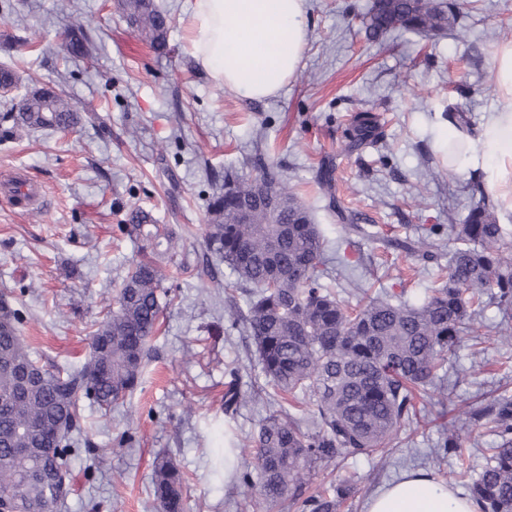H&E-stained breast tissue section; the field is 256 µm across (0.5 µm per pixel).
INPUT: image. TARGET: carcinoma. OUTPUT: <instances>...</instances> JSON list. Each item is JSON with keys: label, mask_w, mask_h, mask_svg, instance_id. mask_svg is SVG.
I'll return each instance as SVG.
<instances>
[{"label": "carcinoma", "mask_w": 512, "mask_h": 512, "mask_svg": "<svg viewBox=\"0 0 512 512\" xmlns=\"http://www.w3.org/2000/svg\"><path fill=\"white\" fill-rule=\"evenodd\" d=\"M119 9L142 41L159 52L166 48L169 17L154 0H123ZM458 18L447 0H379L367 7L362 24L372 39L392 30L439 36ZM65 48L82 57L92 45L80 31ZM18 81L14 69L0 67L1 92ZM7 117V139L97 120L70 97L44 87L29 91ZM347 139L351 150L376 143V118L361 113ZM258 169L253 177L224 172V191L207 206L204 238L206 260L223 262L236 284L251 289L247 310L228 312V323L252 336L261 373L276 396L254 437V471L243 472L241 483L257 488L265 512H275L287 497L300 512H338L353 483L308 495L307 475L343 455L372 454L404 424L419 420L416 393L438 388L439 372L463 337L483 326L486 308L512 310V254L506 251L512 231L498 223L495 205L484 196L464 223L448 225L455 247L424 300L373 296L349 309L322 283L328 241L313 214L282 187L274 162L262 161ZM315 183L348 234L379 239L424 263L438 260L440 238L413 240L358 224L333 193L329 166L317 167ZM120 231L143 256L127 267L112 308L92 331L84 362L73 371L31 357L19 328V298L9 288L0 290V512H58L65 506L85 407L107 418L140 384L168 297L166 256L157 248L190 230L159 224L151 213L132 208ZM230 376L226 413L247 398L236 371ZM471 419L494 440L485 467L466 484L468 495L481 512H512V396H498ZM441 435L440 451L457 454L460 430L444 425ZM184 484L171 457H155L151 487L161 512H185Z\"/></svg>", "instance_id": "carcinoma-1"}]
</instances>
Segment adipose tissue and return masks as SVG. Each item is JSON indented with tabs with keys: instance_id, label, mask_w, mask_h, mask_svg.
<instances>
[{
	"instance_id": "obj_1",
	"label": "adipose tissue",
	"mask_w": 512,
	"mask_h": 512,
	"mask_svg": "<svg viewBox=\"0 0 512 512\" xmlns=\"http://www.w3.org/2000/svg\"><path fill=\"white\" fill-rule=\"evenodd\" d=\"M191 43L212 79L246 98L275 93L298 70L306 31V0H187ZM496 103L483 117L481 166L492 198L512 210V43L494 54ZM365 512H477L476 504L422 471L384 486Z\"/></svg>"
}]
</instances>
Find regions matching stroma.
Instances as JSON below:
<instances>
[{"label":"stroma","mask_w":512,"mask_h":512,"mask_svg":"<svg viewBox=\"0 0 512 512\" xmlns=\"http://www.w3.org/2000/svg\"><path fill=\"white\" fill-rule=\"evenodd\" d=\"M0 14V66L17 70L14 91L62 88L101 123L69 134L37 131L0 142V183L17 172L38 185L40 203L17 208L0 194V289L21 291L22 333L35 358L71 369L82 364L88 333L102 320L105 298L119 288L133 246L119 229L131 207L162 224H189L194 234L168 244L167 285L174 301L150 343L142 381L110 419L85 411L90 446L74 460V485L63 512H159L150 494L155 456L168 455L187 477V512H263L245 502L241 482L211 475L218 443L235 441L251 461V437L269 411L265 380L250 336L225 327L228 302L246 307L248 289L228 269L216 278L194 272L216 187L208 171L256 175L262 149L282 171L288 192L313 212L330 241L325 283L353 306L361 289L423 298L437 266L388 250L375 239L345 237L314 183L321 162L334 166V192L364 223L414 239L449 219L463 220L480 194L470 164L449 174L433 135L449 106L481 124L495 101L492 58L512 42V0H451L454 31L424 37L392 31L378 40L360 31L369 0H307V43L295 77L277 95L247 99L214 82L192 55L186 0H157L172 18L164 53L128 28L112 0H11ZM94 41L91 57L67 58L68 25ZM376 116L382 139L360 152L347 147L355 115ZM481 365L471 369L472 338L448 362L442 403L455 419L461 458L439 457L437 423L401 428L389 447L317 468L307 488L353 479L340 512H364L368 496L410 471L433 477L469 467L478 473L491 438L469 414L493 397L512 395V319L485 312ZM237 378L246 402L224 412V390ZM132 447L119 445L124 430Z\"/></svg>","instance_id":"obj_1"}]
</instances>
